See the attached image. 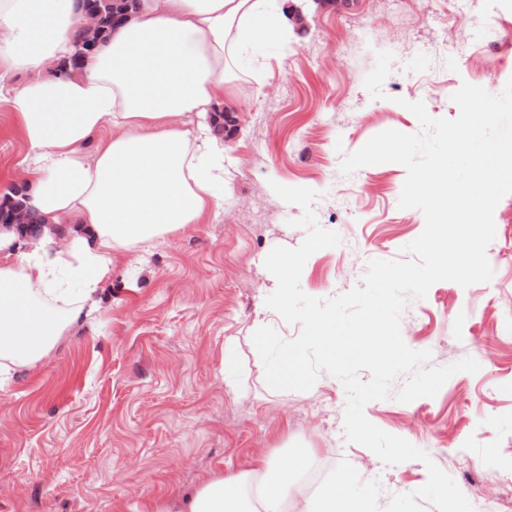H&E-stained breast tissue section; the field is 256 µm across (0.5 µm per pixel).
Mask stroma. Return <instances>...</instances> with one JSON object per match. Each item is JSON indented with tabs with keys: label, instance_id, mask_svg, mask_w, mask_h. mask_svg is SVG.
<instances>
[{
	"label": "stroma",
	"instance_id": "1",
	"mask_svg": "<svg viewBox=\"0 0 512 512\" xmlns=\"http://www.w3.org/2000/svg\"><path fill=\"white\" fill-rule=\"evenodd\" d=\"M380 51L395 60L371 98L363 81ZM512 79V0H319L286 39L250 59L224 136V205L204 223L116 256L93 312L37 364L0 379V512H145L191 493L216 472L249 469L284 447L311 451L309 469L349 461L379 480L382 500L428 479L417 460L384 465L344 435L346 393L321 374L312 389H271L250 338L259 325L287 340L300 325L265 304L276 284L264 261L295 248L303 214L272 183L318 192L319 225L341 243L306 261L300 286L330 297L361 286L370 260H402L423 231L402 209L397 163L341 172L344 157L387 129L414 133L405 102L456 118L462 83L499 94ZM24 146L0 111V191L23 177ZM490 282L435 283L401 316L408 347L435 365L475 359L432 398L366 405L382 430L424 450L475 512V482L512 512V194L495 208ZM239 343L238 392L224 350Z\"/></svg>",
	"mask_w": 512,
	"mask_h": 512
}]
</instances>
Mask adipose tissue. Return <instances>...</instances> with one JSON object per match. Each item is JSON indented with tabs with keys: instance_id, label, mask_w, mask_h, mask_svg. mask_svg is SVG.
I'll use <instances>...</instances> for the list:
<instances>
[{
	"instance_id": "adipose-tissue-1",
	"label": "adipose tissue",
	"mask_w": 512,
	"mask_h": 512,
	"mask_svg": "<svg viewBox=\"0 0 512 512\" xmlns=\"http://www.w3.org/2000/svg\"><path fill=\"white\" fill-rule=\"evenodd\" d=\"M83 19L80 0H0V107L26 148L25 204L45 222L25 251L0 225V373L41 360L79 322L117 252L223 206L213 128L242 53L288 28L279 0H138L79 73L58 72ZM309 454L214 475L153 512H282Z\"/></svg>"
}]
</instances>
